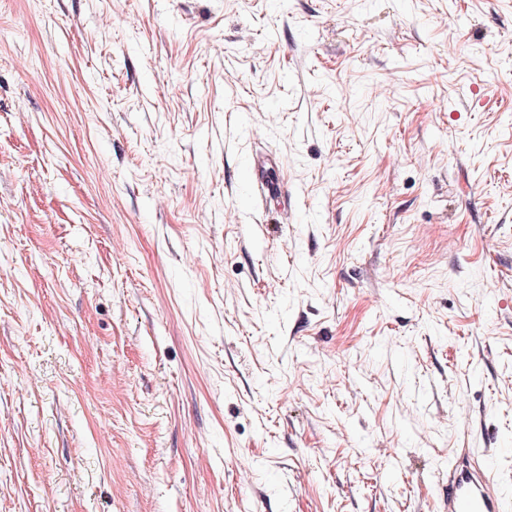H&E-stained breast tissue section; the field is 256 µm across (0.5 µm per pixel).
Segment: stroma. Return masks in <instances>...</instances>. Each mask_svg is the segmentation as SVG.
Instances as JSON below:
<instances>
[{
  "mask_svg": "<svg viewBox=\"0 0 512 512\" xmlns=\"http://www.w3.org/2000/svg\"><path fill=\"white\" fill-rule=\"evenodd\" d=\"M456 448L512 494V0H0V512H444Z\"/></svg>",
  "mask_w": 512,
  "mask_h": 512,
  "instance_id": "1",
  "label": "stroma"
}]
</instances>
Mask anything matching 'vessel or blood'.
<instances>
[{
    "mask_svg": "<svg viewBox=\"0 0 512 512\" xmlns=\"http://www.w3.org/2000/svg\"><path fill=\"white\" fill-rule=\"evenodd\" d=\"M511 500L494 476L490 454L457 450L448 466V512H506Z\"/></svg>",
    "mask_w": 512,
    "mask_h": 512,
    "instance_id": "b4317fda",
    "label": "vessel or blood"
}]
</instances>
